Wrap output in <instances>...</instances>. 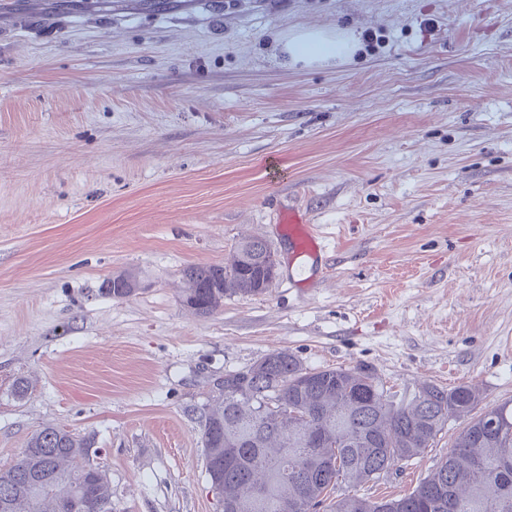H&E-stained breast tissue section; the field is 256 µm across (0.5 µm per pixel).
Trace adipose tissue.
Wrapping results in <instances>:
<instances>
[{
  "instance_id": "1",
  "label": "adipose tissue",
  "mask_w": 512,
  "mask_h": 512,
  "mask_svg": "<svg viewBox=\"0 0 512 512\" xmlns=\"http://www.w3.org/2000/svg\"><path fill=\"white\" fill-rule=\"evenodd\" d=\"M277 42L287 62L304 67L350 58L360 47L358 36L337 27H299L279 36Z\"/></svg>"
}]
</instances>
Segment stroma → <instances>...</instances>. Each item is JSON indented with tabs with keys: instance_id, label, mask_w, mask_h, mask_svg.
I'll use <instances>...</instances> for the list:
<instances>
[{
	"instance_id": "35a3bbf8",
	"label": "stroma",
	"mask_w": 512,
	"mask_h": 512,
	"mask_svg": "<svg viewBox=\"0 0 512 512\" xmlns=\"http://www.w3.org/2000/svg\"><path fill=\"white\" fill-rule=\"evenodd\" d=\"M336 25L350 61L281 63ZM290 208L325 249L302 272ZM246 237L266 292L185 308ZM277 350L512 400V0H0V468L55 424L112 512H222L196 409ZM457 428L355 494L412 491ZM286 62L304 67L350 58L360 47L354 33L340 28H294L277 38ZM131 285H137L136 276L132 273L125 272L113 276L107 281L106 291L112 295V298L123 299L128 298L136 293L138 288H129Z\"/></svg>"
}]
</instances>
